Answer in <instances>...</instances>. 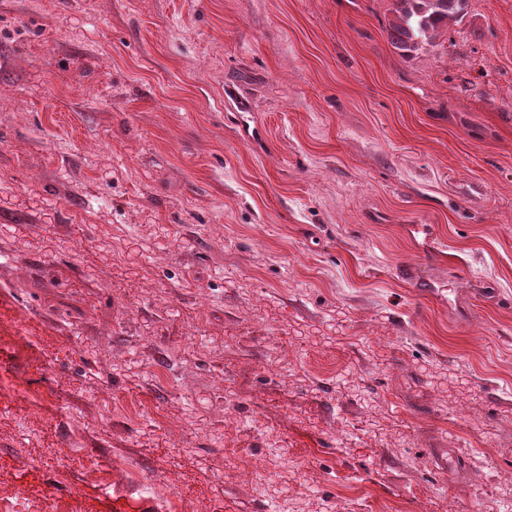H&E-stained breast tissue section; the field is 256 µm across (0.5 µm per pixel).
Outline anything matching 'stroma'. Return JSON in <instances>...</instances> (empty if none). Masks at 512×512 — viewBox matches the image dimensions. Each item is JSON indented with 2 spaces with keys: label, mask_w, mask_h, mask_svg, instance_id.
Here are the masks:
<instances>
[{
  "label": "stroma",
  "mask_w": 512,
  "mask_h": 512,
  "mask_svg": "<svg viewBox=\"0 0 512 512\" xmlns=\"http://www.w3.org/2000/svg\"><path fill=\"white\" fill-rule=\"evenodd\" d=\"M392 8L0 0V501L512 506V0ZM397 22L392 24L390 41L402 52H411L424 41L435 38L437 29L448 20L463 18L467 0H394Z\"/></svg>",
  "instance_id": "obj_1"
}]
</instances>
